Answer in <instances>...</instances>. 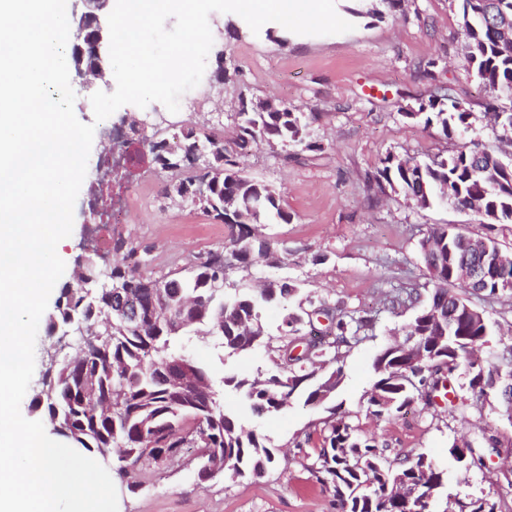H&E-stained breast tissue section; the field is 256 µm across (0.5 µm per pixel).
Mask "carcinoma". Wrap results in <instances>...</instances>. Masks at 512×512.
<instances>
[{
  "label": "carcinoma",
  "mask_w": 512,
  "mask_h": 512,
  "mask_svg": "<svg viewBox=\"0 0 512 512\" xmlns=\"http://www.w3.org/2000/svg\"><path fill=\"white\" fill-rule=\"evenodd\" d=\"M460 9L465 66L484 86L485 111L505 113L498 137L512 142V0H461ZM403 116L418 117L426 126L436 122L450 137L469 126L471 113L440 88L418 111ZM237 117V135L229 149L224 135L194 127L184 129L173 144L132 128L134 143L143 145L162 170L183 172L202 163L192 174L164 186L162 195L171 202L190 201L227 224L229 246L198 253L183 269L153 277L144 273L148 249L118 240L113 249L124 251V263L107 273L86 263L76 284L61 289L56 313L47 324L52 337L75 335L80 328L83 332L75 335L77 355L55 361L46 381L34 389L31 407L41 411L55 436L109 465L122 484L133 485L137 466L164 463L186 445L237 476H259L276 462L274 451L224 410L207 372L187 357L189 332L210 337L230 354L262 343L268 347L276 373L224 379L225 385L245 394L252 412L265 414L281 410L298 395L312 406L334 402L344 380V349L362 341L359 331L370 327L366 319H345L320 307L313 313L330 319L332 340L293 357L294 335L310 312L288 314L277 328L280 344L275 346L262 310L271 302H289L297 285L278 280L252 293L242 280L230 278L234 272L247 273L255 257L270 248L262 227L290 220L278 193L244 174L239 157L263 140L282 147L303 145L307 120L317 119L318 113L239 111ZM369 191L375 197L401 195L421 208L442 201L458 209L476 204L487 223H512V155L475 141L447 157L407 159L403 166L389 153L369 180ZM500 250L492 237L453 231L437 248L421 250L432 277L431 292L423 299L418 289L410 288L389 302L415 310L406 329L423 336V359L389 346L379 352L376 379L365 393L369 414L399 412L415 398L433 408L446 401L448 413H456L461 405L457 398H447V388L460 368L477 397L491 388L501 402L512 403V386L492 388L500 365L456 343V337L468 336L480 347L494 333L489 320L465 323L460 315L470 304L468 296L491 301L505 285L512 286V259L470 282L460 280L457 271L480 269L487 252ZM114 282L126 284L138 301L142 317L148 319L143 329L130 325L110 301L107 291ZM321 432L312 473L332 490L338 512H405L403 502L388 499L387 484L394 480L407 483L419 497L448 485V470L437 460L425 453L391 459L384 443L346 416L331 412ZM496 447L495 436L485 433L476 446L449 448L448 458L466 472L483 465L486 453ZM458 505L459 512H500L485 496Z\"/></svg>",
  "instance_id": "1"
}]
</instances>
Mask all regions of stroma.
Masks as SVG:
<instances>
[{"mask_svg": "<svg viewBox=\"0 0 512 512\" xmlns=\"http://www.w3.org/2000/svg\"><path fill=\"white\" fill-rule=\"evenodd\" d=\"M458 23L454 0H405L402 10L384 19H355L353 31L294 34L283 44L267 33L254 34L240 18L235 21L238 36H229L223 13L214 12L209 16L213 53L206 69L223 66L225 76L219 89L206 78L199 84L208 107L172 113L158 102L143 109L129 104L103 125L146 117L166 136L192 126L222 131L229 139L245 99L269 98L295 112L318 113L305 131L309 149L261 145L243 161L248 175L277 190L290 216L289 222L262 229L282 262L255 264L247 282L288 280L299 285L302 302L321 301L339 314L372 316L369 338L352 347L343 362L344 381L336 391L342 412L386 443L389 455L424 453L443 464L454 440L470 436L475 427L488 428L498 438L496 450L486 455L483 466L467 472L449 469L448 482L455 498L484 495L512 512V487L503 477L512 469V422L495 396L470 403L461 417L424 409L419 401L381 417L363 408V396L375 380L376 355L412 315L404 308L387 310L385 291L402 286L426 295L432 288L419 246L429 229L456 225L468 234L493 237L512 252V223L490 225L473 212L447 205L422 209L401 196L377 202L368 198V179L387 153L445 156L472 138L498 148L483 118L485 91L464 66ZM438 86L450 88L470 108L469 131L449 138L439 125L406 119V111ZM170 178L150 158L133 164L110 155L108 142L95 136L74 206L73 231L59 253L66 265L61 284L73 283L78 257L104 271L120 262L115 250L93 248L98 235L148 248V270L157 275L185 265L196 253L224 250L229 244L226 224L188 202L165 205L161 191ZM111 198L124 208L121 223L113 226L106 225L103 210ZM483 308L496 332L482 355L497 362L512 345V290ZM188 352L217 383L228 375L273 368L262 345L241 356H225L210 341L195 337ZM222 399L227 411L273 448L277 464L258 477L226 472L204 481L197 475L195 449L186 448L162 465L141 468L133 486L118 487V512H336L332 492L311 472L321 443L320 422L328 415L325 407L295 399L280 411L257 415L235 389H225Z\"/></svg>", "mask_w": 512, "mask_h": 512, "instance_id": "1", "label": "stroma"}]
</instances>
